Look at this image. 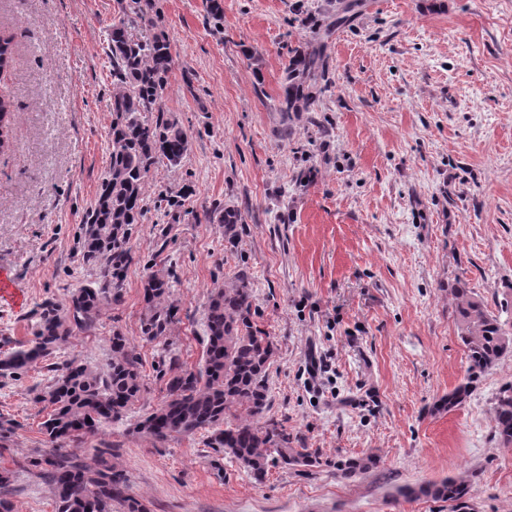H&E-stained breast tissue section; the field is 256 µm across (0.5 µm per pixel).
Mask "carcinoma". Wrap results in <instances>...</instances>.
Returning <instances> with one entry per match:
<instances>
[{
    "mask_svg": "<svg viewBox=\"0 0 512 512\" xmlns=\"http://www.w3.org/2000/svg\"><path fill=\"white\" fill-rule=\"evenodd\" d=\"M118 16L104 30L106 54L112 67L109 107L112 126L108 137L109 165L94 204L86 211L80 246L83 267L91 279L70 293L62 307L45 301L29 314L33 338L0 356V376L21 379L29 369L69 343L74 330H93L105 309L122 301L126 273L135 261L131 238L144 212V189L159 164L176 167L191 149V136L165 109L168 77L174 65L169 38L160 26L156 0H117ZM144 34L136 36L131 25ZM325 60L319 50H295L284 69L283 133L288 113L308 112L315 101ZM210 220L224 225V236L234 241L241 217L232 206H218ZM150 273L143 286L141 336L156 343V378L166 399L135 423L136 432L155 442H166L199 431L208 433L207 447L224 453L256 482L269 466L301 464L336 467L345 477L370 472L378 460L372 454L322 462L306 448L292 447L287 428L261 421L268 408L267 380L275 356L274 343L254 322L256 314L248 277L238 272L209 298L204 313L202 357L192 367L180 361L164 340L179 323L169 302L173 273L147 263ZM455 324L469 360L470 380L442 398L441 409L462 406L472 392V379L512 353V322L490 312L483 299L463 281L451 289ZM112 356L103 368L77 360L54 366L48 386L38 400L49 409L40 430L47 443L31 465L52 487L56 512H149L145 500L129 493L127 478L114 461L111 448L94 449L99 466L92 469L77 453H61L67 442L85 443L112 423L121 422L146 390L145 378L130 339L115 330ZM234 414V422H225ZM493 429L500 445L512 447V384L496 399ZM13 472L0 471V512H13L8 491ZM469 493L468 485L452 479L406 487L408 500L431 498L452 503Z\"/></svg>",
    "mask_w": 512,
    "mask_h": 512,
    "instance_id": "carcinoma-1",
    "label": "carcinoma"
}]
</instances>
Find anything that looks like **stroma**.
I'll use <instances>...</instances> for the list:
<instances>
[{"instance_id":"obj_1","label":"stroma","mask_w":512,"mask_h":512,"mask_svg":"<svg viewBox=\"0 0 512 512\" xmlns=\"http://www.w3.org/2000/svg\"><path fill=\"white\" fill-rule=\"evenodd\" d=\"M157 7L175 59L165 107L191 150L151 171L123 299L68 347L104 365L120 328L146 377L141 401L92 445L112 449L150 512H512V449L493 430L512 355L469 380L450 294L466 280L495 312L512 291V0H359L328 35L339 0H224L219 22L205 0ZM116 15V0H0V36L14 48L0 75L13 136L0 149V351L29 340L34 302L66 304L88 277L79 235L109 164L102 31ZM317 46L324 89L313 111L282 117L284 67ZM165 193L185 197L172 226L155 205ZM224 204L242 215L232 244L204 219ZM151 258L179 278L170 339L192 366L211 291L246 272L276 347L267 415L320 467L276 466L258 483L205 434L133 433L165 396L139 336ZM313 357L327 366L316 379ZM44 373L0 382V416L16 424L0 451L14 512H55L48 484L15 467L47 446L34 391ZM468 380L461 408L436 411ZM363 454L378 456L375 469L337 475L333 461ZM448 477L471 486L463 510L398 494Z\"/></svg>"}]
</instances>
